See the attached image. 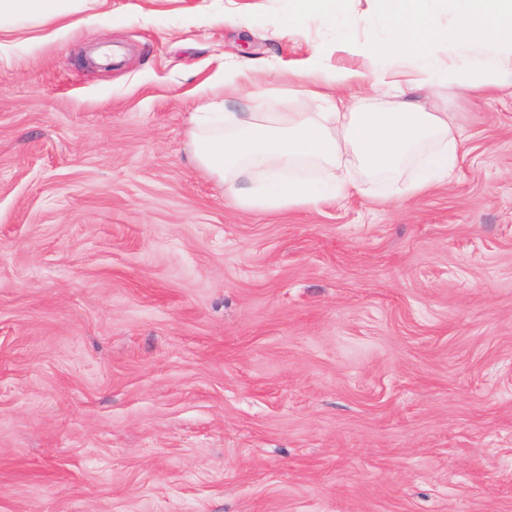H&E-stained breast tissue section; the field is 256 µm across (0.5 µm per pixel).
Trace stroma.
I'll return each instance as SVG.
<instances>
[{
    "instance_id": "1",
    "label": "stroma",
    "mask_w": 512,
    "mask_h": 512,
    "mask_svg": "<svg viewBox=\"0 0 512 512\" xmlns=\"http://www.w3.org/2000/svg\"><path fill=\"white\" fill-rule=\"evenodd\" d=\"M109 0L0 34V512H512V91L456 179L254 211L191 112L276 109L334 18Z\"/></svg>"
}]
</instances>
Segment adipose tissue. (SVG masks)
I'll return each instance as SVG.
<instances>
[{
	"mask_svg": "<svg viewBox=\"0 0 512 512\" xmlns=\"http://www.w3.org/2000/svg\"><path fill=\"white\" fill-rule=\"evenodd\" d=\"M293 19L327 12L341 18L346 50L356 56L397 58L406 76L380 67H340L319 52L295 72L311 112H196L191 157L246 209L315 208L368 195L369 182L404 178L399 193L419 196L448 182L460 141L444 112H429L419 94L455 96L512 86V0H377L388 36L368 30L349 0H295ZM107 0H0V31L24 18L33 25L81 16ZM447 44L446 62L434 60Z\"/></svg>",
	"mask_w": 512,
	"mask_h": 512,
	"instance_id": "1",
	"label": "adipose tissue"
}]
</instances>
